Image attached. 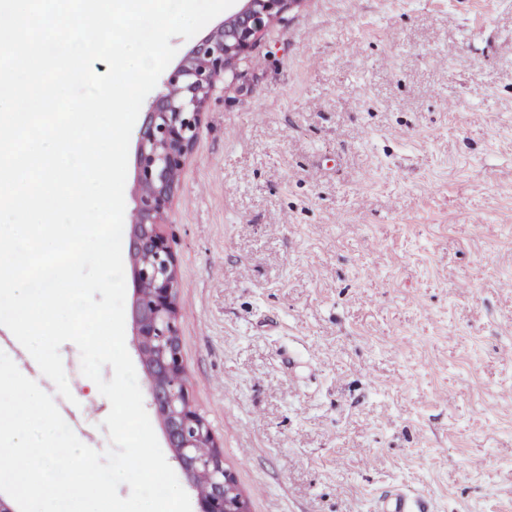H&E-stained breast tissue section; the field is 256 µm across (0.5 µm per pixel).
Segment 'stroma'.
I'll return each mask as SVG.
<instances>
[{
    "instance_id": "1",
    "label": "stroma",
    "mask_w": 512,
    "mask_h": 512,
    "mask_svg": "<svg viewBox=\"0 0 512 512\" xmlns=\"http://www.w3.org/2000/svg\"><path fill=\"white\" fill-rule=\"evenodd\" d=\"M167 221L249 512H512V0H302L216 82ZM378 512H426L422 502L411 499L403 492L390 491L379 500Z\"/></svg>"
}]
</instances>
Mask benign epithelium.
<instances>
[{
	"label": "benign epithelium",
	"mask_w": 512,
	"mask_h": 512,
	"mask_svg": "<svg viewBox=\"0 0 512 512\" xmlns=\"http://www.w3.org/2000/svg\"><path fill=\"white\" fill-rule=\"evenodd\" d=\"M237 2L239 7L168 72L146 113L138 131L139 196L128 236L136 288L131 314L141 363L168 447L197 491L198 512H247L246 497L191 399L177 328V258L166 218L216 79L251 50L267 24L301 0Z\"/></svg>",
	"instance_id": "obj_1"
}]
</instances>
